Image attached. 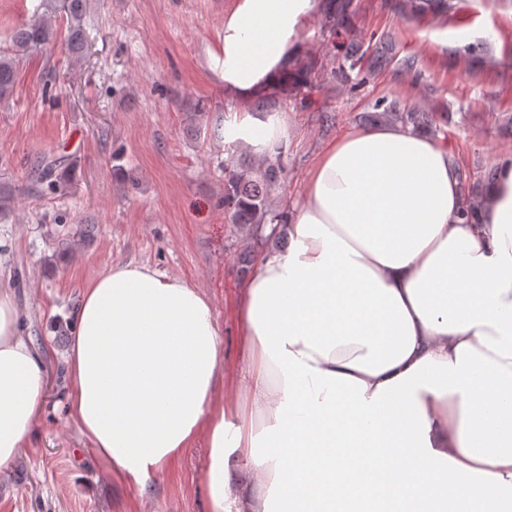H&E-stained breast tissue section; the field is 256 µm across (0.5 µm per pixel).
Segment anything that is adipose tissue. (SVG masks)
<instances>
[{
	"instance_id": "adipose-tissue-1",
	"label": "adipose tissue",
	"mask_w": 512,
	"mask_h": 512,
	"mask_svg": "<svg viewBox=\"0 0 512 512\" xmlns=\"http://www.w3.org/2000/svg\"><path fill=\"white\" fill-rule=\"evenodd\" d=\"M320 0H227L217 69L239 105L224 139L289 138L252 109L304 52ZM459 167L402 125L329 141L236 316L245 397L224 395L205 294L146 264L85 287L67 414L141 486L197 441L209 512H473L512 495V159L464 220ZM43 381L0 284V469L30 445Z\"/></svg>"
}]
</instances>
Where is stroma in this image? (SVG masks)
<instances>
[{
    "mask_svg": "<svg viewBox=\"0 0 512 512\" xmlns=\"http://www.w3.org/2000/svg\"><path fill=\"white\" fill-rule=\"evenodd\" d=\"M61 2L0 0V53L35 15L54 24L0 97V191L14 200L0 214V273L22 283V333L44 381L32 446L0 470V512H208L204 444L140 489L97 460L64 401L82 292L130 262L202 288L222 334V370L247 371L234 304L249 241L224 215V164L241 149L211 134L236 108L212 58L226 0H86L78 56ZM355 23L363 39L388 42L395 62L352 91L328 83L306 101H268L290 134L274 205L288 207L322 147L362 126L383 98L441 113L438 138L468 181L512 157V0H453L439 19L404 16L396 0H358ZM46 155L67 163L62 191L32 188Z\"/></svg>",
    "mask_w": 512,
    "mask_h": 512,
    "instance_id": "stroma-1",
    "label": "stroma"
}]
</instances>
